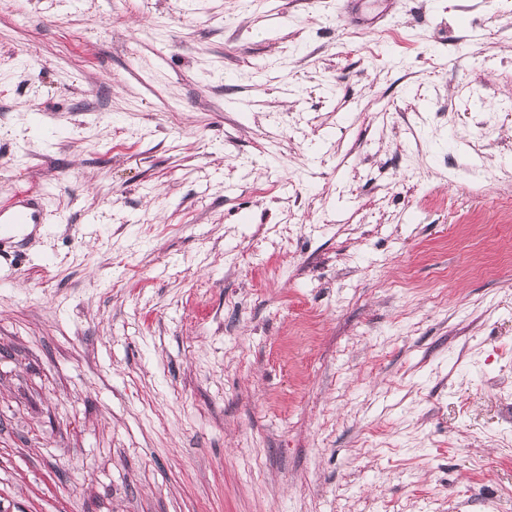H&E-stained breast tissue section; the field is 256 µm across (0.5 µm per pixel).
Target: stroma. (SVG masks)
Segmentation results:
<instances>
[{
    "mask_svg": "<svg viewBox=\"0 0 512 512\" xmlns=\"http://www.w3.org/2000/svg\"><path fill=\"white\" fill-rule=\"evenodd\" d=\"M0 512H512V0L0 7ZM1 224H39L40 211L30 199L24 198L18 202L7 214L0 209Z\"/></svg>",
    "mask_w": 512,
    "mask_h": 512,
    "instance_id": "stroma-1",
    "label": "stroma"
}]
</instances>
